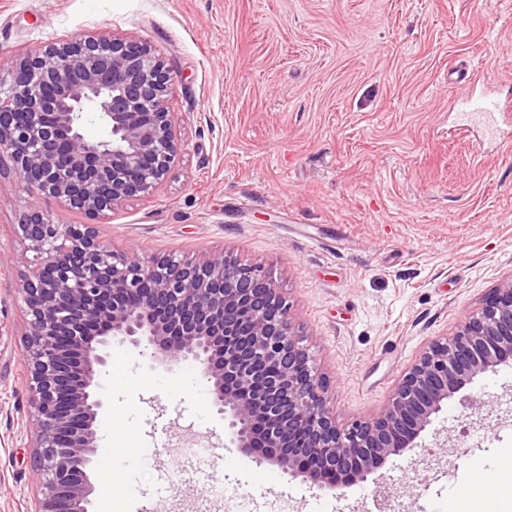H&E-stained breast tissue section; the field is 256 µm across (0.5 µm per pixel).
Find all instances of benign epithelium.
Segmentation results:
<instances>
[{
  "instance_id": "obj_1",
  "label": "benign epithelium",
  "mask_w": 512,
  "mask_h": 512,
  "mask_svg": "<svg viewBox=\"0 0 512 512\" xmlns=\"http://www.w3.org/2000/svg\"><path fill=\"white\" fill-rule=\"evenodd\" d=\"M172 74L151 46L89 34L30 52L0 87V155L36 200L16 234L33 257L18 271L26 393L40 495L32 512H90L98 455L93 391L118 338L158 362H185L240 450L292 477L348 488L403 452L448 398L512 357V274L451 338L428 343L379 413L341 426L325 376L263 266L226 252L200 260L115 251L93 221L149 197L182 151L168 97ZM99 123L92 140L84 126ZM39 200L90 224H55ZM375 512L390 492L376 484Z\"/></svg>"
}]
</instances>
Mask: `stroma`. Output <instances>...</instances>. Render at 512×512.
<instances>
[{"mask_svg":"<svg viewBox=\"0 0 512 512\" xmlns=\"http://www.w3.org/2000/svg\"><path fill=\"white\" fill-rule=\"evenodd\" d=\"M145 40L184 149L99 226L115 250L258 263L288 296L339 423L375 415L428 341L512 273V145L460 130L450 73L512 76V0H0V78L48 43ZM32 203L0 157V512H29L26 315L15 235ZM93 512H450L512 448V359L449 398L370 480L318 488L242 453L199 374L113 342ZM478 398L467 409L465 398Z\"/></svg>","mask_w":512,"mask_h":512,"instance_id":"obj_1","label":"stroma"}]
</instances>
